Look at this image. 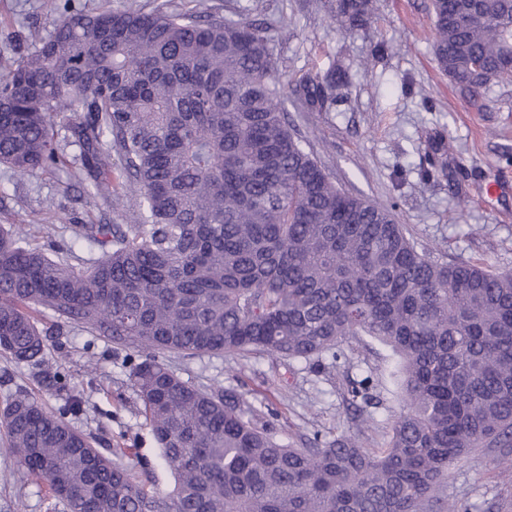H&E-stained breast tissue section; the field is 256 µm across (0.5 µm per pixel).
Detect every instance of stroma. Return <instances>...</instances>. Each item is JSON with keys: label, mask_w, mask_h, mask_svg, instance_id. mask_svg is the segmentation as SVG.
<instances>
[{"label": "stroma", "mask_w": 512, "mask_h": 512, "mask_svg": "<svg viewBox=\"0 0 512 512\" xmlns=\"http://www.w3.org/2000/svg\"><path fill=\"white\" fill-rule=\"evenodd\" d=\"M67 3L94 13L137 4L263 24L285 83L342 64L348 82L328 111L284 102L291 127L331 180L391 208L431 258L512 273V194L490 206L481 199L493 173L512 175V82L490 84L475 100L448 80L429 40L431 0H372L368 30L355 33L333 21L332 0H0V78L54 29ZM61 149L69 164L56 170L20 175L0 165V225L13 226L52 257L62 247L83 259L99 256V249L74 243L72 227L130 223L135 205L123 196L107 205L88 195L74 177L75 147ZM431 152L443 169L426 180L420 163ZM342 352L329 369L255 355L164 352L158 359L188 383L235 388L259 422L293 447H308L317 433L341 432L381 447L391 418L403 409L387 377L389 360L381 348L355 340ZM133 356L107 337L63 328L42 361L19 363L0 353V407L22 392L55 412L82 398L68 423L104 449L126 448L123 463L148 488L169 491L173 474L130 380ZM364 370L383 404L361 413L347 406L343 387ZM448 495L467 500L470 512H512V471L495 465L487 451L461 459L448 472ZM0 512L64 507L0 448Z\"/></svg>", "instance_id": "obj_1"}]
</instances>
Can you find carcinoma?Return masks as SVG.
<instances>
[{"instance_id": "cac0c4a2", "label": "carcinoma", "mask_w": 512, "mask_h": 512, "mask_svg": "<svg viewBox=\"0 0 512 512\" xmlns=\"http://www.w3.org/2000/svg\"><path fill=\"white\" fill-rule=\"evenodd\" d=\"M432 49L479 100L509 77L512 0H431ZM371 0H336L367 27ZM345 71L307 76L302 106L336 102ZM267 29L140 7L69 9L0 81V164L64 163L56 118L88 191L138 187L132 224H78L102 255L77 269L0 225V351L41 358L40 309L60 326L140 353L142 415L174 486L157 493L63 414L17 395L0 409L7 448L66 512H469L444 492L464 456L497 449L512 469V274L439 263L392 210L331 181L286 122ZM365 337L389 348L403 411L380 448L316 435L278 442L232 389L207 391L153 356L255 353L323 365ZM371 377L346 400L377 408Z\"/></svg>"}]
</instances>
